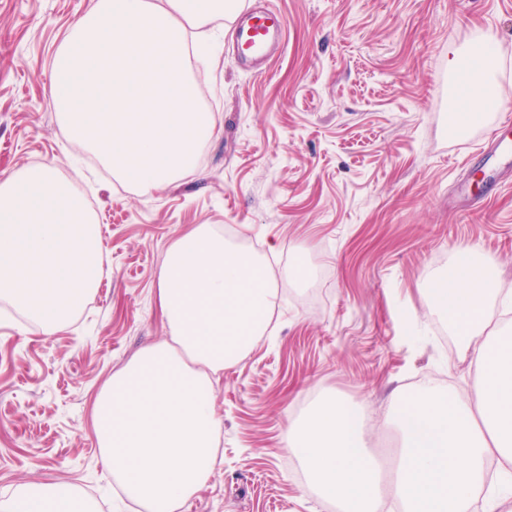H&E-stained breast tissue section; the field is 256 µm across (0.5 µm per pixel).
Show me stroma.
I'll use <instances>...</instances> for the list:
<instances>
[{"label": "stroma", "instance_id": "35a3bbf8", "mask_svg": "<svg viewBox=\"0 0 512 512\" xmlns=\"http://www.w3.org/2000/svg\"><path fill=\"white\" fill-rule=\"evenodd\" d=\"M264 2L286 20L281 52L262 71L235 68L231 22H216L208 65L187 63L212 135L193 173L144 191L71 161L50 95L56 52L89 0H0V179L56 165L99 222L104 265L50 333L0 301V501L57 483L133 512L114 495L93 403L165 338L158 273L200 224L256 245L280 293L269 338L214 385L221 460L181 512H327L284 443L318 399L380 417L399 391H473L471 359L426 288L470 247L512 289V178L485 191L487 129L452 134L435 80L449 48L488 38L512 82V0Z\"/></svg>", "mask_w": 512, "mask_h": 512}]
</instances>
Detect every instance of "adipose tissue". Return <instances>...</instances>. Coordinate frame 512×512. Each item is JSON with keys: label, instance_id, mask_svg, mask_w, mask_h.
Returning <instances> with one entry per match:
<instances>
[{"label": "adipose tissue", "instance_id": "adipose-tissue-1", "mask_svg": "<svg viewBox=\"0 0 512 512\" xmlns=\"http://www.w3.org/2000/svg\"><path fill=\"white\" fill-rule=\"evenodd\" d=\"M448 70L467 75L468 123L484 120L512 86L497 79L490 41L448 52ZM431 309L471 357L474 396L428 384L394 395L390 412L326 398L285 447L317 493L343 512H378L384 496L401 512H470L485 496L487 512H512V334L490 328L495 309L512 308L492 266L473 249L458 251L428 283ZM278 297L255 254L206 225L180 235L159 271L157 301L167 328L115 372L97 395L93 428L123 495L149 512H179L218 463L222 424L213 382L265 335ZM399 437L397 478L384 490L369 450L371 428ZM0 512H92L68 486L25 484Z\"/></svg>", "mask_w": 512, "mask_h": 512}]
</instances>
